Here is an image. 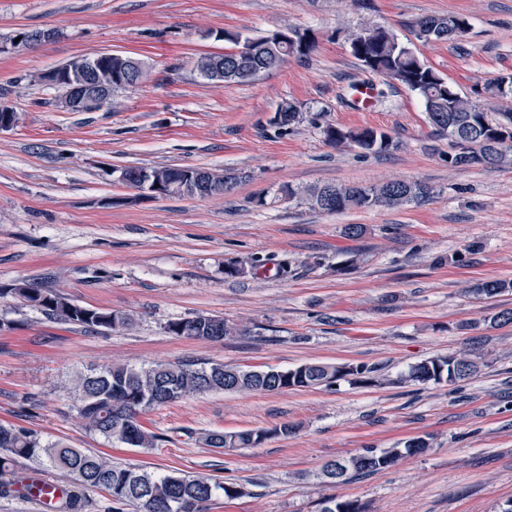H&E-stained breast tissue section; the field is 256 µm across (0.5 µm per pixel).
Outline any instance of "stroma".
<instances>
[{
	"instance_id": "stroma-1",
	"label": "stroma",
	"mask_w": 512,
	"mask_h": 512,
	"mask_svg": "<svg viewBox=\"0 0 512 512\" xmlns=\"http://www.w3.org/2000/svg\"><path fill=\"white\" fill-rule=\"evenodd\" d=\"M428 14L470 22L461 41L413 46L457 91L512 74V0H0V41L21 28L56 31L36 50L0 53V93L20 116L0 132V286L51 288L134 321L104 335L0 298V422L125 465L241 487L210 512H319L332 493L365 512H498L512 499V323H487L512 308V291L489 301L466 291L512 280V161L449 168L448 141L433 134L421 98L364 72L346 41L367 19L404 38ZM286 26L314 36L309 56L241 84L199 76V55L228 47L220 32L256 38ZM104 51L138 57L145 81L114 93L111 109L64 108L42 74ZM285 101L302 120L283 135L272 118ZM329 124L380 129L395 146L337 149ZM166 165L250 178L208 198H153L117 181L127 166ZM390 179L436 193L418 206L333 214L278 195L283 185ZM348 224L364 235L345 239ZM259 257L287 261V276L254 268ZM230 264L239 275H225ZM198 314L242 332L221 341L165 332ZM463 322L472 330L460 332ZM469 349L482 360L467 379L400 380L411 365ZM178 361L364 365L376 383L187 397L141 415L157 436L150 448L89 433L64 388L90 367ZM283 424L296 434L254 448L201 441ZM417 437L429 448L393 467L333 490L321 479L328 461Z\"/></svg>"
}]
</instances>
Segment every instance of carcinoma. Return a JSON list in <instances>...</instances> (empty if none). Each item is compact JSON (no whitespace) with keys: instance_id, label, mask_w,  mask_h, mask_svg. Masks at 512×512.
Here are the masks:
<instances>
[{"instance_id":"obj_1","label":"carcinoma","mask_w":512,"mask_h":512,"mask_svg":"<svg viewBox=\"0 0 512 512\" xmlns=\"http://www.w3.org/2000/svg\"><path fill=\"white\" fill-rule=\"evenodd\" d=\"M469 20L462 14L427 15L408 25V32L421 43H444L461 40L468 32ZM298 41L293 50L279 44L270 34L247 38L239 31H224V41L235 48L224 53L223 59L212 55L200 57L197 69L203 77L220 67L222 81L248 82L256 77L280 69L292 56L303 57L315 48L313 36L296 27ZM43 33L41 29L18 30L0 45V52H21L34 48V42ZM362 41L363 49H350L363 68L379 74L393 83L403 85L422 99L433 133L448 139V167L474 165L495 169L508 161L512 151V76H501L483 85L484 96L503 102V108L492 117L478 103L461 95L440 73L420 60L413 50L400 41L389 27L372 20L364 21L347 35V41ZM507 82L509 92L500 89ZM302 112L291 102L282 103L273 117V124L286 134L301 120ZM326 140L342 149L355 147L364 153L379 154L394 145L391 137L380 130L342 128L329 125L324 129ZM124 171L149 178L155 174L171 181L162 188L161 196L206 198L231 191L242 179L243 173L234 169L220 174L208 168H194L201 173L197 183L186 181L187 168L161 166L143 168L128 166ZM279 194L296 200L323 213H339L349 209L373 207L402 208L419 205L434 197L435 189L426 183L403 180L376 185L322 184L307 189L291 186ZM512 291V281L481 280L468 287L476 300H491ZM10 295L20 303L34 308L46 318L64 324H74L90 331L106 334L132 325L128 315L100 308H89L72 302L66 295L52 288H34L27 283L0 287V297ZM168 333L182 338L222 341L224 337L242 332L224 318L213 315H195L166 324ZM479 371L478 358L469 353L449 354L424 360L410 367L404 380L426 384L453 383L475 375ZM344 380L352 386L373 383L371 370L352 366L344 371L322 363H306L296 367V373L276 368L247 369L210 363L201 367L187 364L157 363L147 367L110 365L81 374L73 380L70 393L75 409L86 427L107 440L135 448H150L156 436L139 422L142 413L185 397L212 392H279L294 388L329 386ZM296 428L284 424L272 429L209 431L202 437L210 448H254L271 437H286ZM425 448H416L408 442L402 448L378 450L369 448L364 453L343 460H332L322 468L325 483L336 484L342 479L384 470L400 459L420 454ZM20 459L37 462L71 478L79 488H95L112 498V512L132 506L134 512H208L209 506L221 490L227 498L242 494L233 484L217 485L205 477L191 476L177 471L156 474L139 467H120L105 457L86 448H73L60 442L43 441L35 432L0 424V477L14 473ZM320 512H361L359 504L336 496L323 498Z\"/></svg>"}]
</instances>
